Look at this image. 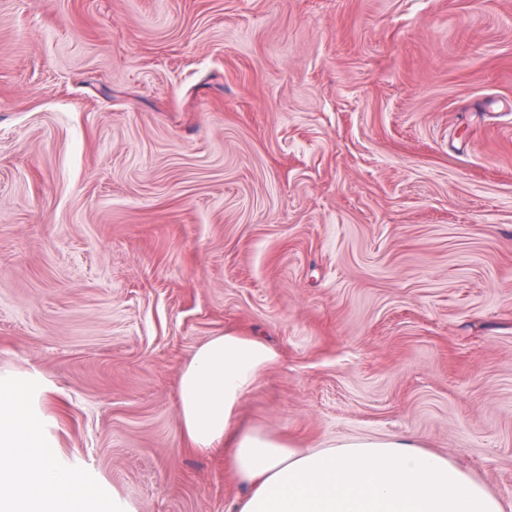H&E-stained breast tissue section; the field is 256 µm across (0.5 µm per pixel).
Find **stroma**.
<instances>
[{"label": "stroma", "mask_w": 512, "mask_h": 512, "mask_svg": "<svg viewBox=\"0 0 512 512\" xmlns=\"http://www.w3.org/2000/svg\"><path fill=\"white\" fill-rule=\"evenodd\" d=\"M227 331L280 354L241 424L512 505V0H0V376L82 512H226Z\"/></svg>", "instance_id": "obj_1"}]
</instances>
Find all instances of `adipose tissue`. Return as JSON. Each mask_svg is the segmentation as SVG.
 <instances>
[{"label":"adipose tissue","instance_id":"1","mask_svg":"<svg viewBox=\"0 0 512 512\" xmlns=\"http://www.w3.org/2000/svg\"><path fill=\"white\" fill-rule=\"evenodd\" d=\"M279 353L227 332L201 345L179 381L190 447L227 448L243 493L230 512H504L503 502L451 459L403 436L345 440L302 450L270 431L238 425V412ZM31 383L0 379V512H57L68 476L51 458L23 456L44 435Z\"/></svg>","mask_w":512,"mask_h":512}]
</instances>
